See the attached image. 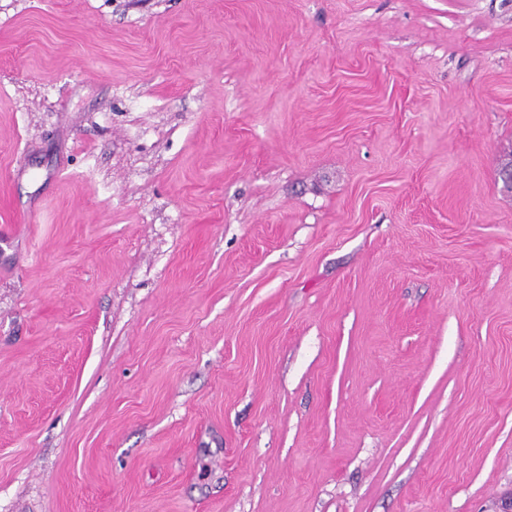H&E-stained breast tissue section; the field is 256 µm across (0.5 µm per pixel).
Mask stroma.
Returning a JSON list of instances; mask_svg holds the SVG:
<instances>
[{
  "instance_id": "obj_1",
  "label": "stroma",
  "mask_w": 512,
  "mask_h": 512,
  "mask_svg": "<svg viewBox=\"0 0 512 512\" xmlns=\"http://www.w3.org/2000/svg\"><path fill=\"white\" fill-rule=\"evenodd\" d=\"M512 0H0V512H497Z\"/></svg>"
}]
</instances>
